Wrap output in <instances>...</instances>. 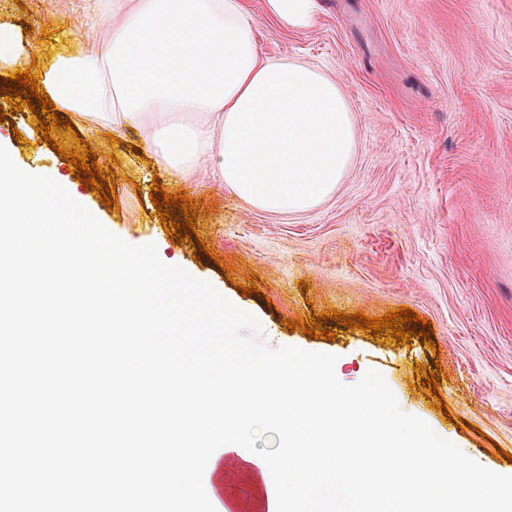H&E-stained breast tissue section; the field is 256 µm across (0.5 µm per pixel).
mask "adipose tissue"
Returning a JSON list of instances; mask_svg holds the SVG:
<instances>
[{"label":"adipose tissue","mask_w":512,"mask_h":512,"mask_svg":"<svg viewBox=\"0 0 512 512\" xmlns=\"http://www.w3.org/2000/svg\"><path fill=\"white\" fill-rule=\"evenodd\" d=\"M286 28H309L316 0H264ZM99 57L53 58L44 87L58 111L117 132L146 125L166 169L217 173L271 213L312 210L335 194L355 154L352 109L312 64L260 56L243 0L115 5Z\"/></svg>","instance_id":"ef3b65f1"}]
</instances>
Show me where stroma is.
Listing matches in <instances>:
<instances>
[{
  "instance_id": "obj_1",
  "label": "stroma",
  "mask_w": 512,
  "mask_h": 512,
  "mask_svg": "<svg viewBox=\"0 0 512 512\" xmlns=\"http://www.w3.org/2000/svg\"><path fill=\"white\" fill-rule=\"evenodd\" d=\"M262 57L297 58L336 80L356 128L353 164L312 210L270 213L239 200L212 174L166 170L129 127L73 122L41 136V108L0 97V145L22 169L63 173L84 206L133 245L210 282L254 314L271 346L336 355V375L357 383L379 371L400 408L485 468L512 475V0H319L313 25L286 29L243 0ZM94 0H0V25L19 49L0 78L29 68L31 43L52 34L46 57L94 54L109 27ZM93 148L116 208L78 182L52 141ZM197 202L190 244L165 229L150 193ZM257 291L242 294L248 275ZM408 306L429 323L432 345L377 337L327 319L371 318ZM322 316L331 339L291 320ZM441 365L437 387L419 367ZM245 449L221 452L203 483L216 512H268L265 479Z\"/></svg>"
}]
</instances>
